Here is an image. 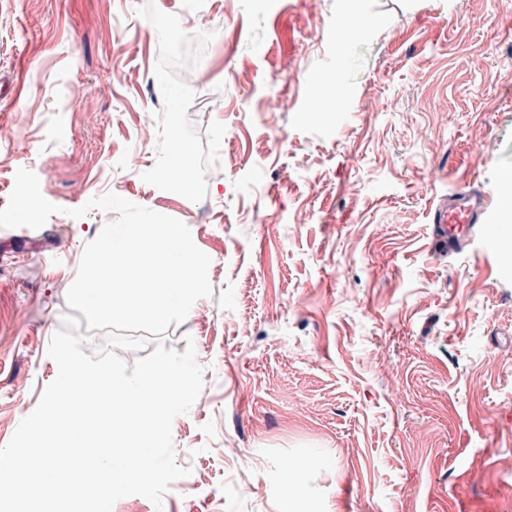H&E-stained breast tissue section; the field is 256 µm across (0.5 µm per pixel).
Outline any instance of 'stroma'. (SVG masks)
<instances>
[{
    "mask_svg": "<svg viewBox=\"0 0 512 512\" xmlns=\"http://www.w3.org/2000/svg\"><path fill=\"white\" fill-rule=\"evenodd\" d=\"M207 8L202 26L182 0H0V209L21 168L59 208L0 227V447L57 376L51 338L111 219L70 212L113 193L184 222L212 287L162 338L203 370L172 424L189 474L162 508L113 512H455L492 485L512 512V238L491 240L512 0ZM179 59L207 73L204 102ZM175 136L179 195L158 180ZM473 187L486 221L440 255L431 211Z\"/></svg>",
    "mask_w": 512,
    "mask_h": 512,
    "instance_id": "1",
    "label": "stroma"
}]
</instances>
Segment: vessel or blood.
I'll return each instance as SVG.
<instances>
[{
    "mask_svg": "<svg viewBox=\"0 0 512 512\" xmlns=\"http://www.w3.org/2000/svg\"><path fill=\"white\" fill-rule=\"evenodd\" d=\"M487 200L479 191H463L439 201L431 215L433 240L436 249L444 255L460 252L475 224L481 223L486 212ZM457 512H497L498 494L488 489L483 496L460 497Z\"/></svg>",
    "mask_w": 512,
    "mask_h": 512,
    "instance_id": "vessel-or-blood-1",
    "label": "vessel or blood"
}]
</instances>
